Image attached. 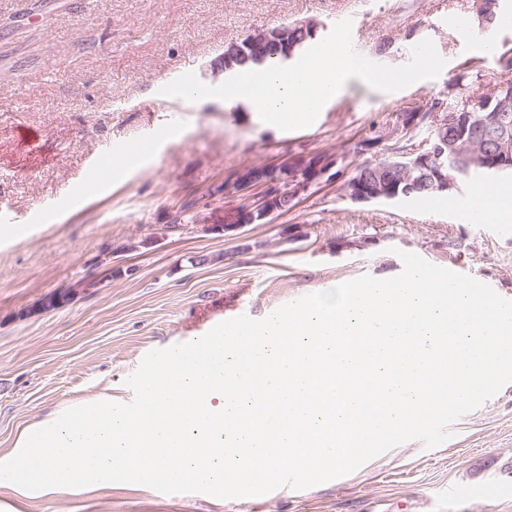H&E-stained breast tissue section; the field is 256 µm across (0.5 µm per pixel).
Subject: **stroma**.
<instances>
[{
  "label": "stroma",
  "mask_w": 512,
  "mask_h": 512,
  "mask_svg": "<svg viewBox=\"0 0 512 512\" xmlns=\"http://www.w3.org/2000/svg\"><path fill=\"white\" fill-rule=\"evenodd\" d=\"M473 0H0V210L18 230L0 237V463L50 413L112 394L150 350L205 335L237 314L265 318L331 283L398 275L399 251L462 271L512 300V230L470 223L463 181L422 196L352 201L343 185L389 142L357 152L397 113L431 112L463 81L480 94L507 76L512 31L452 27ZM370 61L400 66L431 40L446 61L433 79L383 93L351 84L308 128L266 127L243 105L161 95L191 72L224 82L226 46L291 21L325 38L341 20ZM329 156L332 167L269 224L203 232L256 198L240 170ZM115 173L89 177L99 165ZM65 303L43 309L52 293ZM512 459V384L464 415L427 449L395 446L356 471L258 497L162 494L135 483L78 492L0 485V512H512V492L442 498L449 484H485L494 457Z\"/></svg>",
  "instance_id": "35a3bbf8"
}]
</instances>
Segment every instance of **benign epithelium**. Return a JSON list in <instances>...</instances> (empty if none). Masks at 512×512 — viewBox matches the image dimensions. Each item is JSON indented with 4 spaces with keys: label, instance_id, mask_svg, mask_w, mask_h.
I'll list each match as a JSON object with an SVG mask.
<instances>
[{
    "label": "benign epithelium",
    "instance_id": "obj_1",
    "mask_svg": "<svg viewBox=\"0 0 512 512\" xmlns=\"http://www.w3.org/2000/svg\"><path fill=\"white\" fill-rule=\"evenodd\" d=\"M283 35L282 28L261 30L248 36L244 44L236 45L234 51H242L257 40L278 41ZM511 111L512 90L506 88L503 96L497 98L496 105L487 102L479 111L456 112L448 118L450 125L459 124L477 130L476 140L457 147L446 140L435 142L430 150L419 153L409 163H389L350 179L345 190L355 202L391 200L397 198L399 192L409 194L431 180L438 188L450 190L456 186L458 178L466 176L472 168L490 165L501 171L512 169V126L507 123ZM421 116L420 112L404 113L401 124L392 127L386 138L393 139L411 131ZM263 169L266 175L260 180L247 171L239 173L236 179L240 189L256 182L261 184L265 188L261 198L225 212L224 223L205 224L203 231L225 232L259 221L269 223V218L282 210L286 201L297 199L307 184L321 177L326 165L322 159L314 157L308 166L265 165Z\"/></svg>",
    "mask_w": 512,
    "mask_h": 512
}]
</instances>
